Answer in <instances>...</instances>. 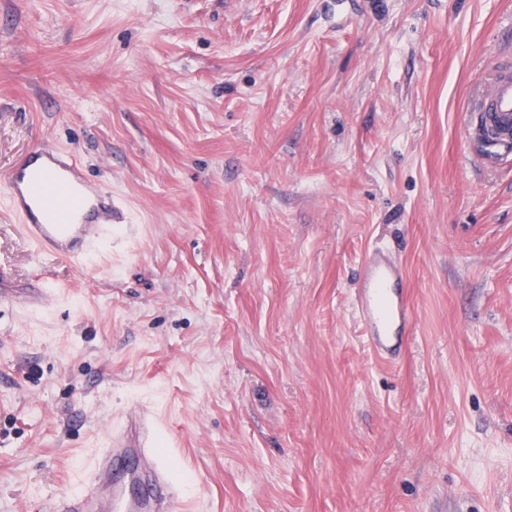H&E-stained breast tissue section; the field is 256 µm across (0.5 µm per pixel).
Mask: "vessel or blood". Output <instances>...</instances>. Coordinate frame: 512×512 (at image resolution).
Returning <instances> with one entry per match:
<instances>
[{
    "label": "vessel or blood",
    "instance_id": "1",
    "mask_svg": "<svg viewBox=\"0 0 512 512\" xmlns=\"http://www.w3.org/2000/svg\"><path fill=\"white\" fill-rule=\"evenodd\" d=\"M512 127V74L502 73L481 106ZM11 209L40 252L85 266L112 236V195L87 180L75 156L39 148L7 179ZM356 308L370 350L397 362L414 321L404 273L385 251L367 253ZM155 428L108 437L96 467L78 486L55 496L49 512H172L179 486L159 464Z\"/></svg>",
    "mask_w": 512,
    "mask_h": 512
}]
</instances>
